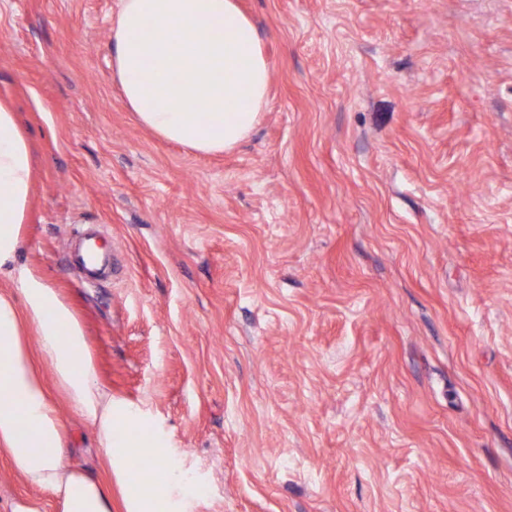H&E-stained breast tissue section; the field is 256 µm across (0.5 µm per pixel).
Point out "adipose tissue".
I'll use <instances>...</instances> for the list:
<instances>
[{
	"label": "adipose tissue",
	"mask_w": 512,
	"mask_h": 512,
	"mask_svg": "<svg viewBox=\"0 0 512 512\" xmlns=\"http://www.w3.org/2000/svg\"><path fill=\"white\" fill-rule=\"evenodd\" d=\"M124 106L154 135L212 154L245 140L268 104L270 66L237 0H118L109 44ZM151 70L152 82L135 80ZM31 146L0 99V452L57 512H112L111 482L71 464L67 435L40 366L91 429L126 512H169L168 480L128 478L132 458L157 457L150 421L116 405L95 378L83 326L60 295L18 263L27 219ZM37 335L29 345L28 332ZM131 437L118 446L116 429Z\"/></svg>",
	"instance_id": "1"
}]
</instances>
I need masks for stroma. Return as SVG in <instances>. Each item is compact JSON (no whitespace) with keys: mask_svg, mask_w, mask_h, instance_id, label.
<instances>
[{"mask_svg":"<svg viewBox=\"0 0 512 512\" xmlns=\"http://www.w3.org/2000/svg\"><path fill=\"white\" fill-rule=\"evenodd\" d=\"M237 3L270 102L203 155L124 107L117 0H0L37 158L19 264L152 422L173 512H512V0ZM83 224L117 259L94 284ZM17 497L56 512L0 455Z\"/></svg>","mask_w":512,"mask_h":512,"instance_id":"1","label":"stroma"}]
</instances>
